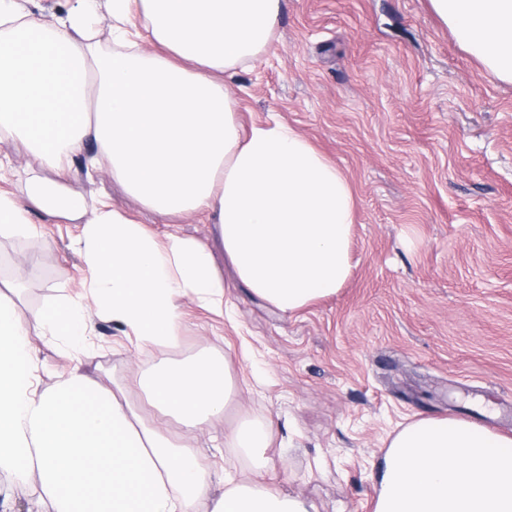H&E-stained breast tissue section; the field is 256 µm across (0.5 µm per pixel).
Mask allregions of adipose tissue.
Segmentation results:
<instances>
[{
	"mask_svg": "<svg viewBox=\"0 0 512 512\" xmlns=\"http://www.w3.org/2000/svg\"><path fill=\"white\" fill-rule=\"evenodd\" d=\"M0 0V138L29 161L0 159V236L34 237L39 210L76 221L80 294L39 309L0 293V472L32 489L28 512H315L270 488L268 430L242 421L225 447L250 478L206 463L196 442L222 422L235 393L223 356L160 359L132 385L84 367L95 320H109L139 351L177 346L184 300L227 314L211 247L157 235L106 197L70 192L77 157L86 175L108 169L144 207L214 218L225 258L253 293L291 314L335 295L352 271L355 197L341 170L277 120L242 129L224 77L270 47L281 0H75L35 12ZM486 74L512 83V0H430ZM109 21L114 48L90 31ZM45 329L71 351L54 386L28 336ZM139 388L181 434L144 421ZM374 512H512V437L446 417L401 429L378 472Z\"/></svg>",
	"mask_w": 512,
	"mask_h": 512,
	"instance_id": "1",
	"label": "adipose tissue"
}]
</instances>
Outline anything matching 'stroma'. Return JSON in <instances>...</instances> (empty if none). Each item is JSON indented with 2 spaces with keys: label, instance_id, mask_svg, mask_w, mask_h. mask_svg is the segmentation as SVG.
<instances>
[{
  "label": "stroma",
  "instance_id": "obj_1",
  "mask_svg": "<svg viewBox=\"0 0 512 512\" xmlns=\"http://www.w3.org/2000/svg\"><path fill=\"white\" fill-rule=\"evenodd\" d=\"M224 84L243 127L277 119L329 157L357 204L352 274L294 314L219 266L233 315L186 304L166 357L203 347L226 357L238 393L224 427L271 432L266 481L316 512H373L390 439L426 416L463 418L512 436V84L490 80L429 0H283L276 38ZM107 194L157 234L218 247V227L145 209L108 171L66 180ZM31 238L0 237V290L19 256L38 274L20 303L80 291L68 244L77 223L30 215ZM150 364L108 321L87 369L121 379Z\"/></svg>",
  "mask_w": 512,
  "mask_h": 512
}]
</instances>
